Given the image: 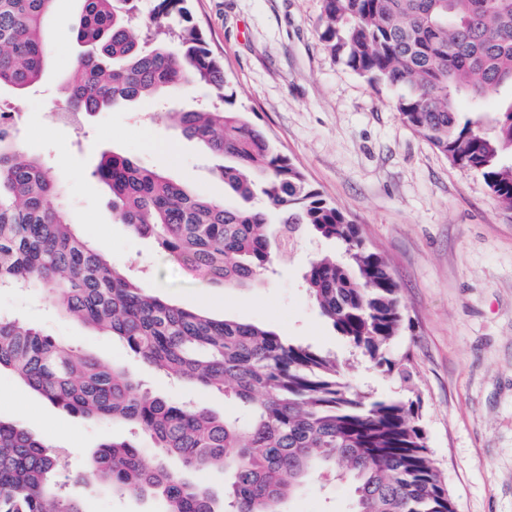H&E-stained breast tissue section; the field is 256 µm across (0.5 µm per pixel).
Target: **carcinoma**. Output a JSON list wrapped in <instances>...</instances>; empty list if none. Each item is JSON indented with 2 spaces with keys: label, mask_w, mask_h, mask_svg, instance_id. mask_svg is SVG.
Wrapping results in <instances>:
<instances>
[{
  "label": "carcinoma",
  "mask_w": 512,
  "mask_h": 512,
  "mask_svg": "<svg viewBox=\"0 0 512 512\" xmlns=\"http://www.w3.org/2000/svg\"><path fill=\"white\" fill-rule=\"evenodd\" d=\"M51 2L0 0V89L23 92L40 79ZM186 2L156 0L142 25L138 0H82L70 32L89 51L67 79L64 106L99 112L185 84L205 87L209 101L168 117L224 159L217 175L236 202L188 191L130 157L105 153L95 175L112 192V211L134 234L156 238L193 279L227 288L263 278L274 261V224L278 251L303 228L339 242L344 259L322 256L304 273L309 294L337 336L396 369L385 348L401 330L400 289L386 263L234 107L224 63L206 47ZM322 2L321 39L331 56L399 90L394 108L403 122L512 204V162L505 161L512 97L500 99L512 89V0ZM164 30L176 33L178 50L160 38ZM461 98L500 100L491 125L459 112ZM62 191L50 167L0 132V288L41 287L66 316L169 377L224 393L247 413L242 423L142 392L124 366L81 354L1 311L0 371L66 413L129 423L160 449L148 463L139 442L100 445L89 463L95 482L160 497L166 512H283L301 485L333 470L351 486V512H456L414 403L353 390L335 357L261 325L215 319L148 293L53 205ZM203 469L224 472L222 495L190 478ZM87 486L84 473L61 474L45 438L0 420V512H83Z\"/></svg>",
  "instance_id": "cac0c4a2"
}]
</instances>
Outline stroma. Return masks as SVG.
Instances as JSON below:
<instances>
[{
    "mask_svg": "<svg viewBox=\"0 0 512 512\" xmlns=\"http://www.w3.org/2000/svg\"><path fill=\"white\" fill-rule=\"evenodd\" d=\"M80 8L81 0H54L41 81L23 94L0 91L4 107L26 108L18 139L61 176V203L77 232L169 302L268 326L335 355L355 389L414 402L456 512H512V206L406 126L393 108L395 89L336 63L320 39L322 0H193V21L223 59L237 107L388 262L403 325L386 355L411 371L403 381L336 336L305 287V269L322 254L340 253L337 242L298 232L263 283L227 288L193 280L156 239L119 223L109 188L94 174L101 153L133 157L216 198L224 195L213 175L220 160L158 119L160 106L150 100L105 109L76 134L45 121L49 108L62 106L82 52L69 31ZM0 310L81 353L123 363L149 391L219 415L232 408L223 394L174 382L111 337L59 315L37 289H0ZM0 419L46 437L70 473L85 471L100 444L139 434L123 422L64 413L7 371L0 372ZM349 503L348 484L328 473L304 485L284 510L348 512ZM83 509L165 512V504L94 487L85 490Z\"/></svg>",
    "mask_w": 512,
    "mask_h": 512,
    "instance_id": "35a3bbf8",
    "label": "stroma"
}]
</instances>
